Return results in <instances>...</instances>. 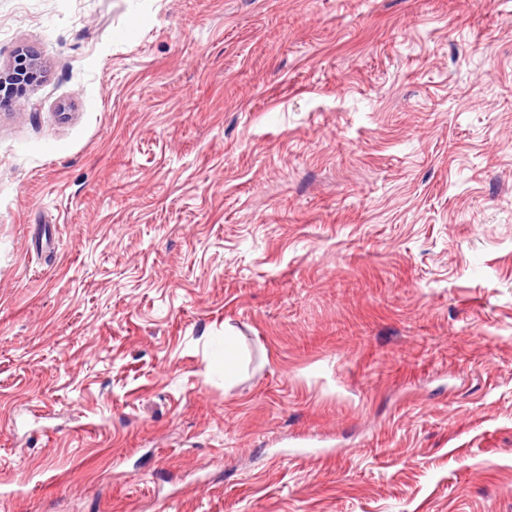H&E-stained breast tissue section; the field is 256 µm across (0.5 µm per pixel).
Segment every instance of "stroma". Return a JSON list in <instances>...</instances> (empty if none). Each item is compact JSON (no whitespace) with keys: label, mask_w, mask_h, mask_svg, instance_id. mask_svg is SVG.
<instances>
[{"label":"stroma","mask_w":512,"mask_h":512,"mask_svg":"<svg viewBox=\"0 0 512 512\" xmlns=\"http://www.w3.org/2000/svg\"><path fill=\"white\" fill-rule=\"evenodd\" d=\"M25 46L0 512H512V0H0ZM234 334L224 329V354L219 362L220 372L224 373V383L232 380L238 370L239 356Z\"/></svg>","instance_id":"1"}]
</instances>
